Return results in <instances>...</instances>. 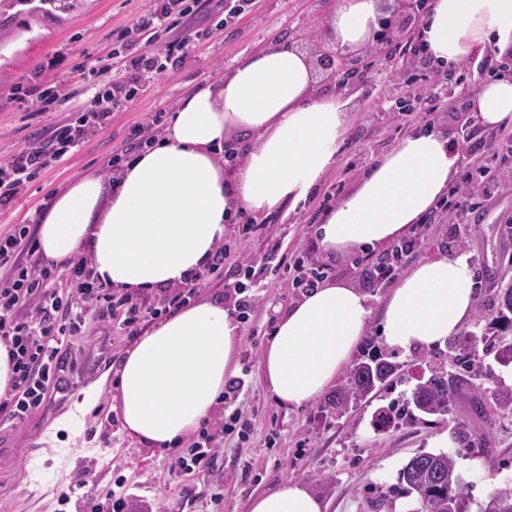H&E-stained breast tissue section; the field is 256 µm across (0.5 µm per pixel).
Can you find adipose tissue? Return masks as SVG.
Wrapping results in <instances>:
<instances>
[{
	"label": "adipose tissue",
	"mask_w": 512,
	"mask_h": 512,
	"mask_svg": "<svg viewBox=\"0 0 512 512\" xmlns=\"http://www.w3.org/2000/svg\"><path fill=\"white\" fill-rule=\"evenodd\" d=\"M392 0H334L321 25L350 51L371 46ZM425 56L450 66L512 49V0H432L421 30ZM306 53L281 42L241 59L223 79L183 99L161 137L125 161L116 179H73L37 218L42 257L60 269L85 257L107 287L150 292L202 273L239 213L262 215L307 200L335 165L348 112L314 90ZM470 109L489 127L512 124V77L482 83ZM250 135L235 163L232 131ZM459 153L419 129L402 138L315 228L328 254H351L405 237L448 190ZM471 256L418 263L391 288L380 317L346 282L303 294L282 313L259 367L291 409L323 396L378 319L385 346L404 355L443 345L472 318ZM242 327L223 301L200 298L139 336L116 372L123 429L152 450L181 446L216 413L236 373ZM318 494L288 480L254 497L249 512H324Z\"/></svg>",
	"instance_id": "ef3b65f1"
}]
</instances>
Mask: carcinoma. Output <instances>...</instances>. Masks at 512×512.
I'll return each instance as SVG.
<instances>
[{"label":"carcinoma","mask_w":512,"mask_h":512,"mask_svg":"<svg viewBox=\"0 0 512 512\" xmlns=\"http://www.w3.org/2000/svg\"><path fill=\"white\" fill-rule=\"evenodd\" d=\"M490 313L482 316L485 328L481 336L467 334L447 342L448 354L433 362L436 378L417 382L411 398L380 408L374 419L378 431H388L395 421H415L413 411L441 418L456 414L461 422L454 426L455 439L463 448L476 443L465 420L485 418L489 406L512 412V385L502 381L491 388L484 386V377L471 366V350L483 344V352L499 364H512V279L497 281L489 305ZM399 365L388 355L375 351L353 363L343 383L328 400L334 413L346 415L366 404L378 391L392 384L391 377ZM378 512H390L393 497L415 496L424 512H466L465 493L456 473L455 460L445 454L427 453L411 458L399 473L398 483L376 491ZM484 512H512V488L494 490L481 506Z\"/></svg>","instance_id":"cac0c4a2"}]
</instances>
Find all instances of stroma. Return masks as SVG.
I'll use <instances>...</instances> for the list:
<instances>
[{"label":"stroma","mask_w":512,"mask_h":512,"mask_svg":"<svg viewBox=\"0 0 512 512\" xmlns=\"http://www.w3.org/2000/svg\"><path fill=\"white\" fill-rule=\"evenodd\" d=\"M153 0H55L41 8L36 0H0V161L30 143L44 127L69 117L70 107L87 102L92 91L82 78L90 68L112 63V33L149 10ZM322 0H256L253 10L217 30L209 41L190 49L146 91L113 112L101 128L87 130L83 143L62 162L28 182L20 199L0 208V234L28 224L32 215L70 181L82 174H107L114 154L128 147L138 126L158 109L172 110L184 97L217 82L243 57L276 36L318 32ZM65 57L67 83L74 97L69 108L36 114L15 99L17 86L31 88L37 67L54 54ZM368 102L349 103L350 121L336 163L317 194L297 206H283L262 217L264 229L244 246L252 261L267 265L270 247L295 260L316 251V223L325 215L324 194L349 192L402 138L421 127H435L457 139L461 103L438 101L432 115L415 117L393 111L401 94L390 71L370 68ZM477 281V302L485 304L493 281L512 279V184L484 202L479 219L469 226L465 247ZM290 272L262 275L254 289L253 309L239 344L237 377L244 386L234 406L252 420L248 437H226L216 467L207 474L186 473L172 462L178 449L159 453L129 438L112 408L118 359L130 336L88 314L69 345L68 391L54 394L50 405L34 410L18 426L0 424V512H86V494L103 506L123 497L124 512H249L250 499L284 480L328 484L320 495L325 512H372L378 487L398 482L401 468L416 454L428 452L432 439L451 430L455 416H420L415 424L375 430L376 410L411 395L414 380L399 379L369 403L336 418L324 400L292 410L267 390L260 371L263 343L278 316L301 293L285 287ZM98 386L80 431L57 429L82 391ZM476 434L488 437L482 447L448 443L447 453L465 484L468 512H479L493 489L512 486V414L490 411L486 421H472ZM218 493L211 503L201 488Z\"/></svg>","instance_id":"stroma-1"}]
</instances>
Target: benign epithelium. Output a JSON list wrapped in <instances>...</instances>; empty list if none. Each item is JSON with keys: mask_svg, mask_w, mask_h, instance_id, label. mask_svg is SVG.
Segmentation results:
<instances>
[{"mask_svg": "<svg viewBox=\"0 0 512 512\" xmlns=\"http://www.w3.org/2000/svg\"><path fill=\"white\" fill-rule=\"evenodd\" d=\"M400 18L397 22H388L386 30L380 34L375 45L367 53L377 58L381 66L391 69L400 77L414 67L430 69L425 58L416 59L397 50V45L411 43L413 34L421 23L417 9V0H398ZM289 42L310 54L319 76V83L329 85L345 95L351 96L362 89L364 84V55L347 52L335 46L327 30L323 29L310 39L296 35Z\"/></svg>", "mask_w": 512, "mask_h": 512, "instance_id": "1", "label": "benign epithelium"}]
</instances>
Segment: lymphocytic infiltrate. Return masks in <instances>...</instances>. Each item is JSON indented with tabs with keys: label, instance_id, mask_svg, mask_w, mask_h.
I'll return each instance as SVG.
<instances>
[{
	"label": "lymphocytic infiltrate",
	"instance_id": "lymphocytic-infiltrate-1",
	"mask_svg": "<svg viewBox=\"0 0 512 512\" xmlns=\"http://www.w3.org/2000/svg\"><path fill=\"white\" fill-rule=\"evenodd\" d=\"M252 5L253 0H155L151 9L117 31L112 75L89 70L95 88L90 103L71 119L49 127L45 137L0 162V207L12 205L26 183L64 160L89 128L107 124L114 109L132 101L168 64L181 62L193 42L209 37V30L185 27V20L208 9L230 23L248 13ZM63 63V55L58 54L40 65L42 82L31 89L25 101L28 111L54 112L68 99ZM509 142L511 129H495L463 153L461 177L450 190L453 201L442 218L443 223L453 225L457 237H464L472 214L499 182L484 166V159ZM36 252L29 225H15L11 233L0 236V339L12 345L15 370L14 394L0 403V420L14 426L50 402L49 380L64 362L69 336L80 329L88 313L104 322L119 320L122 330L134 336L143 323L184 306L198 285L197 279L188 280L182 291L166 298L158 308L144 300L133 301L127 294H112L81 258L69 272L71 289L66 292L56 270ZM248 425L244 413L234 410L224 422L203 428L187 453L177 458V466L196 472L212 469L225 436L244 433Z\"/></svg>",
	"mask_w": 512,
	"mask_h": 512
}]
</instances>
